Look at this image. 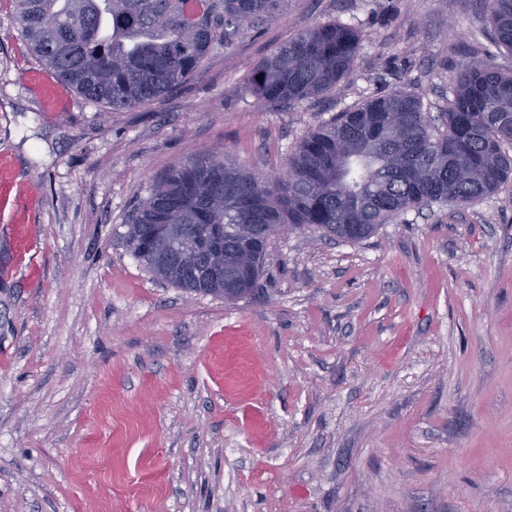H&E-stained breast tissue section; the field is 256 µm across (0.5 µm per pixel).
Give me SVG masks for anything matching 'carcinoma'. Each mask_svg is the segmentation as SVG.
Segmentation results:
<instances>
[{
  "instance_id": "1",
  "label": "carcinoma",
  "mask_w": 512,
  "mask_h": 512,
  "mask_svg": "<svg viewBox=\"0 0 512 512\" xmlns=\"http://www.w3.org/2000/svg\"><path fill=\"white\" fill-rule=\"evenodd\" d=\"M20 35L47 68L113 111L158 102L200 73L204 61L282 14L283 0H9ZM493 43L512 52V0H490ZM361 32L340 22L302 31L247 79L265 106L316 99L354 70ZM263 79H257L258 75ZM431 132L418 95H374L305 135L285 175L259 178L229 152L205 150L172 167L129 224L127 245L151 273L191 293L236 300L257 284L281 224L361 241L391 218L431 202H475L512 178V74L464 65ZM168 224L200 246L240 242L217 224H252L261 247L254 280L231 264L218 280L187 275L167 248Z\"/></svg>"
}]
</instances>
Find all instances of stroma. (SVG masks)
Instances as JSON below:
<instances>
[{"label": "stroma", "mask_w": 512, "mask_h": 512, "mask_svg": "<svg viewBox=\"0 0 512 512\" xmlns=\"http://www.w3.org/2000/svg\"><path fill=\"white\" fill-rule=\"evenodd\" d=\"M487 0H285L161 101L57 78L0 9V512H512V181L360 242L274 237L253 296L157 279L127 222L210 148L281 173L312 128L405 88L432 127L460 67L512 72ZM354 72L278 109L246 89L296 33ZM35 228L19 260L13 227Z\"/></svg>", "instance_id": "1"}]
</instances>
